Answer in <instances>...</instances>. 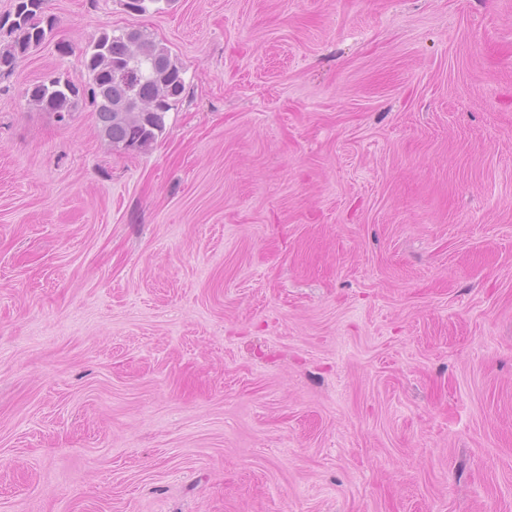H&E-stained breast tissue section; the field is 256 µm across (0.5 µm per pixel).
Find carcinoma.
<instances>
[{
    "instance_id": "cac0c4a2",
    "label": "carcinoma",
    "mask_w": 512,
    "mask_h": 512,
    "mask_svg": "<svg viewBox=\"0 0 512 512\" xmlns=\"http://www.w3.org/2000/svg\"><path fill=\"white\" fill-rule=\"evenodd\" d=\"M56 26L48 0H14L13 11L0 21V31L6 30L0 43V75L13 72L49 40ZM81 56L92 80L98 123L112 149L150 148L165 129L171 102L185 91L182 66L167 47L140 29L103 32ZM26 95L63 120L73 111L79 89L53 79L32 86Z\"/></svg>"
}]
</instances>
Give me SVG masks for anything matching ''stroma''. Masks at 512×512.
<instances>
[{
  "instance_id": "stroma-1",
  "label": "stroma",
  "mask_w": 512,
  "mask_h": 512,
  "mask_svg": "<svg viewBox=\"0 0 512 512\" xmlns=\"http://www.w3.org/2000/svg\"><path fill=\"white\" fill-rule=\"evenodd\" d=\"M49 5L0 77V512H512V0ZM139 27L186 91L116 151L80 54ZM28 98L49 112H54L60 121L65 115L73 112L79 89L61 79H53L48 82L38 83L27 89Z\"/></svg>"
}]
</instances>
